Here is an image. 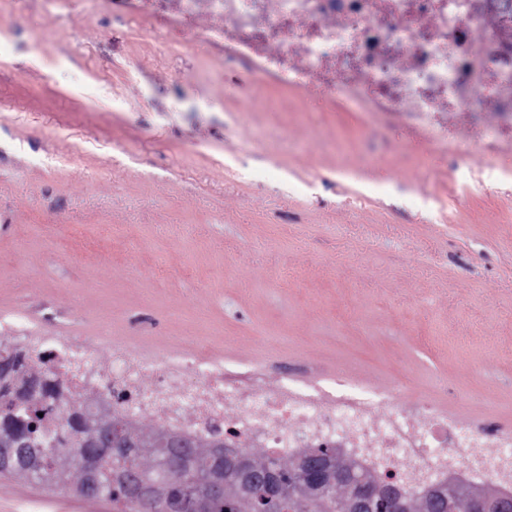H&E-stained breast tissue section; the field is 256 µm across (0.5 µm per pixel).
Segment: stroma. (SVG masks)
I'll list each match as a JSON object with an SVG mask.
<instances>
[{
  "label": "stroma",
  "mask_w": 512,
  "mask_h": 512,
  "mask_svg": "<svg viewBox=\"0 0 512 512\" xmlns=\"http://www.w3.org/2000/svg\"><path fill=\"white\" fill-rule=\"evenodd\" d=\"M180 0H0V313L267 388L512 431V88L372 112L258 78ZM277 103L255 111L245 91ZM0 512H112L0 476Z\"/></svg>",
  "instance_id": "stroma-1"
}]
</instances>
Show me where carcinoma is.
Returning <instances> with one entry per match:
<instances>
[{
  "label": "carcinoma",
  "mask_w": 512,
  "mask_h": 512,
  "mask_svg": "<svg viewBox=\"0 0 512 512\" xmlns=\"http://www.w3.org/2000/svg\"><path fill=\"white\" fill-rule=\"evenodd\" d=\"M51 354L15 349L0 355V435L17 440L14 466L6 470L36 483L51 485L62 479L68 489L83 494L85 470L101 471L105 485L102 498L112 502L115 512H193L191 497L173 492L146 508L108 483L107 472L118 458L142 474H154L167 461V476L180 485L197 474L224 473V459L211 452L210 441L193 448H103L91 439L92 428L108 419L122 423L121 411L96 408L94 392L81 388L68 373L50 367ZM246 452L264 472L276 473L287 488L300 482L298 456H279L266 448ZM346 490L329 489L318 497L295 496L294 512H344Z\"/></svg>",
  "instance_id": "1"
}]
</instances>
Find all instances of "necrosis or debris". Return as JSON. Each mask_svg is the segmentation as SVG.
Segmentation results:
<instances>
[{
    "label": "necrosis or debris",
    "mask_w": 512,
    "mask_h": 512,
    "mask_svg": "<svg viewBox=\"0 0 512 512\" xmlns=\"http://www.w3.org/2000/svg\"><path fill=\"white\" fill-rule=\"evenodd\" d=\"M224 17V45L281 81L318 76L328 93L366 83L376 112L435 111L440 103L475 111L472 89L487 74L512 76V0H488L498 26L475 37L476 0H207ZM46 342L77 384L97 390L131 419L149 417L174 432L221 434L280 456L331 446L369 470L401 474L407 486L448 479L493 480L512 493V434L467 426L419 401L412 410L373 414L353 396L282 387L247 388L196 357L164 369L121 346L112 366L88 365L78 336ZM152 375L144 385V375ZM239 414L228 417V407Z\"/></svg>",
    "instance_id": "necrosis-or-debris-1"
}]
</instances>
